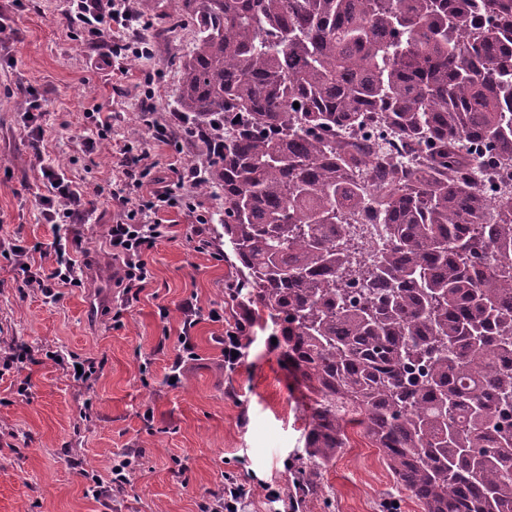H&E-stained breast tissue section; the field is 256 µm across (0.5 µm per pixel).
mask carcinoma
<instances>
[{
    "label": "carcinoma",
    "mask_w": 512,
    "mask_h": 512,
    "mask_svg": "<svg viewBox=\"0 0 512 512\" xmlns=\"http://www.w3.org/2000/svg\"><path fill=\"white\" fill-rule=\"evenodd\" d=\"M175 3L197 25L177 108L204 138L199 193L224 200L228 298L305 390L299 497L358 424L422 512H512V191L461 175L467 144L512 161V0ZM379 122L423 161L383 154ZM360 210L389 239L374 258Z\"/></svg>",
    "instance_id": "obj_1"
}]
</instances>
